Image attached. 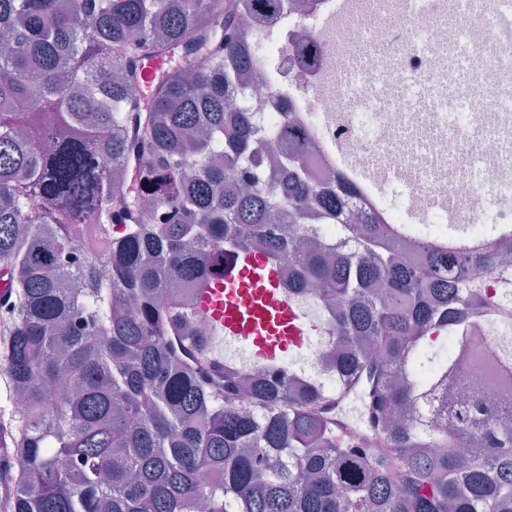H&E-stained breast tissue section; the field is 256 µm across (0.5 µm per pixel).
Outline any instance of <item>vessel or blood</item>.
<instances>
[{
  "label": "vessel or blood",
  "mask_w": 512,
  "mask_h": 512,
  "mask_svg": "<svg viewBox=\"0 0 512 512\" xmlns=\"http://www.w3.org/2000/svg\"><path fill=\"white\" fill-rule=\"evenodd\" d=\"M197 311L211 320L216 341H248L260 359L318 333L287 301L276 267L245 254L234 256L213 283L200 288Z\"/></svg>",
  "instance_id": "b4317fda"
}]
</instances>
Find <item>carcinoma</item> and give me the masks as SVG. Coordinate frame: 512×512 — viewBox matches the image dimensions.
<instances>
[{
  "label": "carcinoma",
  "instance_id": "obj_1",
  "mask_svg": "<svg viewBox=\"0 0 512 512\" xmlns=\"http://www.w3.org/2000/svg\"><path fill=\"white\" fill-rule=\"evenodd\" d=\"M286 0H0V370L26 403L5 423L0 512H512V397L486 404L465 356L490 320L480 275L507 257L402 244L303 174L285 122L262 165L251 101ZM164 62L143 88L142 65ZM142 165L131 175L124 162ZM150 204L156 224L140 214ZM317 224L346 237L322 242ZM91 245L77 262L66 255ZM298 272L336 306L340 395L368 384L371 431L318 386L214 372L209 342L169 343L226 253ZM457 347L428 384L434 334ZM512 382V336L496 353Z\"/></svg>",
  "mask_w": 512,
  "mask_h": 512
}]
</instances>
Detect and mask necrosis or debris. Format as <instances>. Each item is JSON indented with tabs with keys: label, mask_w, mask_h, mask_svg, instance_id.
I'll use <instances>...</instances> for the list:
<instances>
[{
	"label": "necrosis or debris",
	"mask_w": 512,
	"mask_h": 512,
	"mask_svg": "<svg viewBox=\"0 0 512 512\" xmlns=\"http://www.w3.org/2000/svg\"><path fill=\"white\" fill-rule=\"evenodd\" d=\"M496 9V0H482L461 22L447 24L448 0H415L406 46L397 56L380 12L366 15L367 43L376 53L349 77H332L327 67L305 68L292 53L279 56L283 95L261 109L269 135L263 152L280 151L276 135L286 113L310 115L316 148L308 155L306 175L313 183L336 185L339 174L327 150L339 143L358 162L400 178L411 209L385 200L379 212L386 223L407 225L410 239H447L442 216L455 198L462 201L457 216L469 236L494 239L496 219L512 213V43L502 39ZM461 46L468 51V66L460 73L449 54ZM393 82L427 86L430 104L406 96L384 100ZM289 300L320 332L297 359L257 363L246 358L241 344L232 353L244 374L270 371L332 391L335 313L314 290L293 293ZM510 334L512 324L497 321L486 326L477 344L484 400L501 391L487 356Z\"/></svg>",
	"instance_id": "4bbe7bcc"
}]
</instances>
